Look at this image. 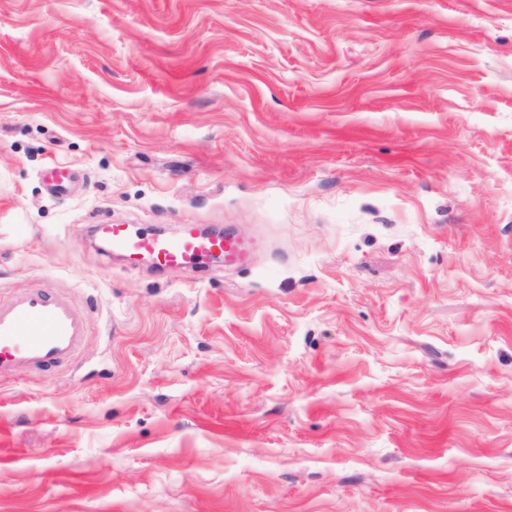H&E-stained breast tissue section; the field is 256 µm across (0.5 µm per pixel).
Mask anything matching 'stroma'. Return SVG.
Listing matches in <instances>:
<instances>
[{
    "instance_id": "35a3bbf8",
    "label": "stroma",
    "mask_w": 512,
    "mask_h": 512,
    "mask_svg": "<svg viewBox=\"0 0 512 512\" xmlns=\"http://www.w3.org/2000/svg\"><path fill=\"white\" fill-rule=\"evenodd\" d=\"M42 282L90 332L0 381V512H512V0H0V296ZM46 180L54 194H66L70 190L71 183L74 180V174L65 168L50 166L46 170ZM93 228L106 252L122 254L133 265L150 261L163 270L193 269L203 259L218 256L226 262L237 259L244 250L233 234L207 236L191 224H186L176 239L145 233L134 224H94Z\"/></svg>"
}]
</instances>
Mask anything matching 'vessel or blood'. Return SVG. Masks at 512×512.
I'll list each match as a JSON object with an SVG mask.
<instances>
[{
    "mask_svg": "<svg viewBox=\"0 0 512 512\" xmlns=\"http://www.w3.org/2000/svg\"><path fill=\"white\" fill-rule=\"evenodd\" d=\"M46 180L65 194L72 172L50 166ZM94 233L106 252L122 254L130 264L151 262L159 269H192L207 258L237 259L243 243L233 234L207 236L186 225L178 238L141 231L132 224H98ZM89 331L88 314L59 289L37 284L0 297V379L20 368L40 371L71 366Z\"/></svg>",
    "mask_w": 512,
    "mask_h": 512,
    "instance_id": "1",
    "label": "vessel or blood"
}]
</instances>
